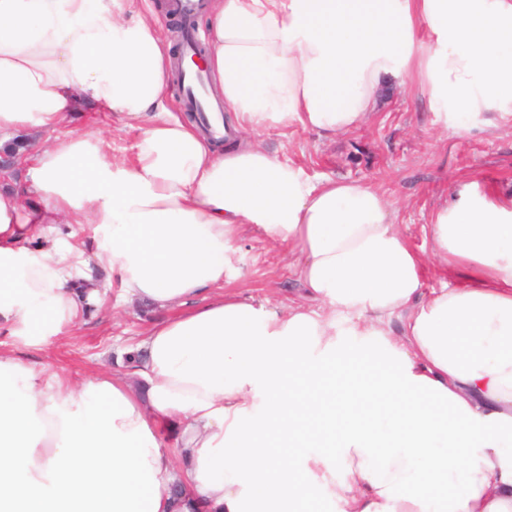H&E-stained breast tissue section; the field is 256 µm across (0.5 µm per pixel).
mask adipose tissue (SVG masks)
I'll list each match as a JSON object with an SVG mask.
<instances>
[{
    "mask_svg": "<svg viewBox=\"0 0 512 512\" xmlns=\"http://www.w3.org/2000/svg\"><path fill=\"white\" fill-rule=\"evenodd\" d=\"M204 19L225 148L165 107L172 43L139 0H0V135H55L0 178V332L37 345L76 325L101 301L94 266L169 312L135 386L0 355V512H512V191L455 185L428 223L452 277L430 288L371 185L240 140L355 131L386 84H418L453 133L496 126L512 0H208ZM81 106L140 129L133 160L72 130ZM61 224L89 225L90 250ZM255 228L297 256L288 309L223 288ZM329 402L376 414L339 424L337 451H267Z\"/></svg>",
    "mask_w": 512,
    "mask_h": 512,
    "instance_id": "adipose-tissue-1",
    "label": "adipose tissue"
}]
</instances>
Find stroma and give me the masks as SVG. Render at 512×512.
<instances>
[{"instance_id":"obj_1","label":"stroma","mask_w":512,"mask_h":512,"mask_svg":"<svg viewBox=\"0 0 512 512\" xmlns=\"http://www.w3.org/2000/svg\"><path fill=\"white\" fill-rule=\"evenodd\" d=\"M380 100L353 134L328 138L291 128L247 131L243 138L261 143L280 158L302 163L311 178L360 180L377 189L395 207L401 233L425 255L426 281L432 287L438 284L443 266L432 255L426 234L430 213L449 198L459 181L512 188V116L498 120L491 129L473 122L469 132L456 135L445 130L416 86L385 87ZM235 265L239 275L230 288L246 300L284 307L302 295L293 254L262 231H252L240 242ZM94 279L103 300L84 322L41 346L2 334L0 350L47 366L76 385L101 373L136 381L125 358L138 350L148 325L166 312L119 296L110 289L107 272H96Z\"/></svg>"}]
</instances>
